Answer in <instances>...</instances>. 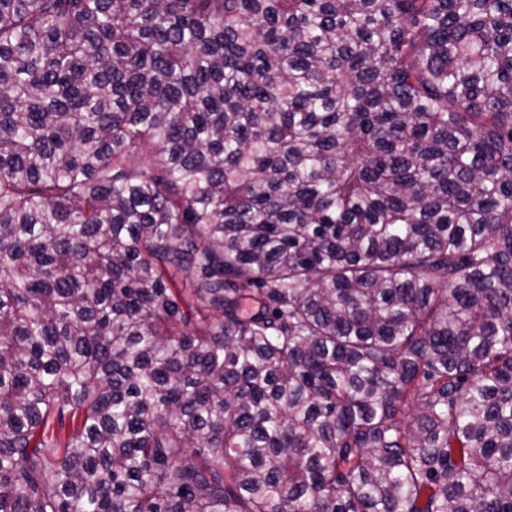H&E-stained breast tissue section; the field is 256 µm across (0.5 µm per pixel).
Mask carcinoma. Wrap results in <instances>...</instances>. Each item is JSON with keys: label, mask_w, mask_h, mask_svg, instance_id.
Listing matches in <instances>:
<instances>
[{"label": "carcinoma", "mask_w": 512, "mask_h": 512, "mask_svg": "<svg viewBox=\"0 0 512 512\" xmlns=\"http://www.w3.org/2000/svg\"><path fill=\"white\" fill-rule=\"evenodd\" d=\"M0 512H512V0H0Z\"/></svg>", "instance_id": "cac0c4a2"}]
</instances>
